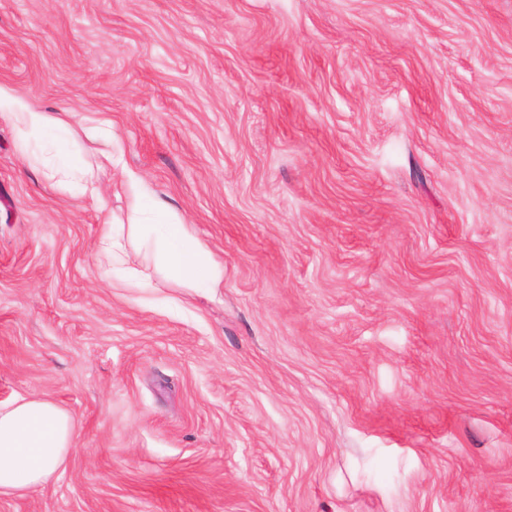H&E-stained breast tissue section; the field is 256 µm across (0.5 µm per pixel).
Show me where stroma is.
<instances>
[{"instance_id":"1","label":"stroma","mask_w":512,"mask_h":512,"mask_svg":"<svg viewBox=\"0 0 512 512\" xmlns=\"http://www.w3.org/2000/svg\"><path fill=\"white\" fill-rule=\"evenodd\" d=\"M0 404L65 409L0 512H512V0H0ZM224 266L104 280L130 185ZM0 112L13 115L16 127L25 138L37 132H62L67 130V121L58 116H49L23 103L16 96L0 89Z\"/></svg>"}]
</instances>
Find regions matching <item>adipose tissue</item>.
<instances>
[{
    "label": "adipose tissue",
    "instance_id": "adipose-tissue-1",
    "mask_svg": "<svg viewBox=\"0 0 512 512\" xmlns=\"http://www.w3.org/2000/svg\"><path fill=\"white\" fill-rule=\"evenodd\" d=\"M0 112L13 115L21 136L62 132L67 121L31 108L0 90ZM134 220L104 224L98 262L102 272L138 283L153 274L183 288L211 290L224 280V267L211 249L198 240L188 224L164 201L134 189ZM138 241L154 257L153 268H142L127 250ZM72 420L58 404L34 396H19L0 405V496L23 495L54 482L73 446Z\"/></svg>",
    "mask_w": 512,
    "mask_h": 512
}]
</instances>
